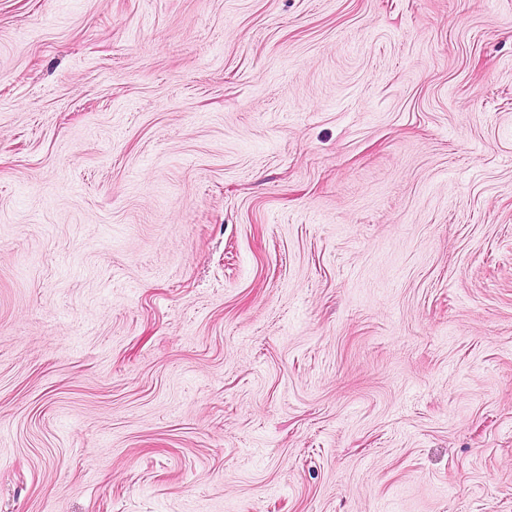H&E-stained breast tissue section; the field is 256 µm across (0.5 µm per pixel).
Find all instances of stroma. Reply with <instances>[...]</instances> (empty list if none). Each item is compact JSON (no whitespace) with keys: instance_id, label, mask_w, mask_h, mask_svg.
Listing matches in <instances>:
<instances>
[{"instance_id":"obj_1","label":"stroma","mask_w":512,"mask_h":512,"mask_svg":"<svg viewBox=\"0 0 512 512\" xmlns=\"http://www.w3.org/2000/svg\"><path fill=\"white\" fill-rule=\"evenodd\" d=\"M0 512H512V0H0Z\"/></svg>"}]
</instances>
